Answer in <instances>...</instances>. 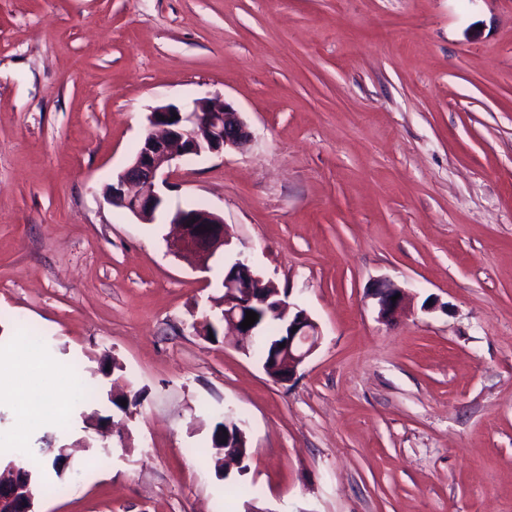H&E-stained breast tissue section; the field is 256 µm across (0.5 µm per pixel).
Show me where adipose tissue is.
<instances>
[{
    "instance_id": "adipose-tissue-1",
    "label": "adipose tissue",
    "mask_w": 512,
    "mask_h": 512,
    "mask_svg": "<svg viewBox=\"0 0 512 512\" xmlns=\"http://www.w3.org/2000/svg\"><path fill=\"white\" fill-rule=\"evenodd\" d=\"M50 384L72 397L79 393L82 379L79 374L64 368L47 373L41 360L33 353L12 358L0 365V399H17L25 403L30 394L45 392Z\"/></svg>"
}]
</instances>
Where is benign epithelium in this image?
I'll return each instance as SVG.
<instances>
[{
	"mask_svg": "<svg viewBox=\"0 0 512 512\" xmlns=\"http://www.w3.org/2000/svg\"><path fill=\"white\" fill-rule=\"evenodd\" d=\"M148 121L150 130L128 167L112 180L107 200L128 210L144 224H153L162 216L175 225L178 234L168 241L169 250L191 261L196 268L209 269V260L223 254L221 323L232 329L244 350L267 318L287 320L288 332L280 336L284 347L278 349L277 365L266 366L264 370L276 381L289 380L318 347L317 324L306 311L287 301L289 295H281L271 281L254 271L243 253H226L230 233L221 215L198 207L171 211L166 208L162 192L168 186L176 158L242 149L251 141V133L232 106L207 97L195 100L189 111L172 105L157 107ZM395 295L398 299L391 300ZM374 298L379 317L390 321L406 305L408 294L389 281H381L374 288ZM248 311L255 312L258 320L244 329L241 323ZM0 512H35L30 479L23 474L22 466L13 461L0 464Z\"/></svg>",
	"mask_w": 512,
	"mask_h": 512,
	"instance_id": "obj_1",
	"label": "benign epithelium"
}]
</instances>
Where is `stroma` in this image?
<instances>
[{
	"mask_svg": "<svg viewBox=\"0 0 512 512\" xmlns=\"http://www.w3.org/2000/svg\"><path fill=\"white\" fill-rule=\"evenodd\" d=\"M216 96L252 141L179 160L166 201L318 324L286 382L196 331L223 258L105 197L154 108ZM381 279L411 295L390 324ZM29 344L144 394L23 435L0 403V456L72 449L36 512H512V0H0V348ZM227 408L250 458L221 480Z\"/></svg>",
	"mask_w": 512,
	"mask_h": 512,
	"instance_id": "stroma-1",
	"label": "stroma"
}]
</instances>
